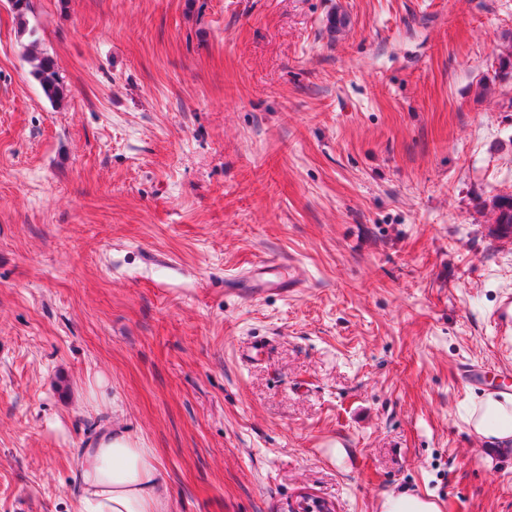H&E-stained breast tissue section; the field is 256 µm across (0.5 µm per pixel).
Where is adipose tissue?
Returning a JSON list of instances; mask_svg holds the SVG:
<instances>
[{
	"label": "adipose tissue",
	"instance_id": "ef3b65f1",
	"mask_svg": "<svg viewBox=\"0 0 512 512\" xmlns=\"http://www.w3.org/2000/svg\"><path fill=\"white\" fill-rule=\"evenodd\" d=\"M468 422L496 446H512V396L489 393ZM78 512H171L168 474L154 449L111 426L79 449L74 474Z\"/></svg>",
	"mask_w": 512,
	"mask_h": 512
}]
</instances>
